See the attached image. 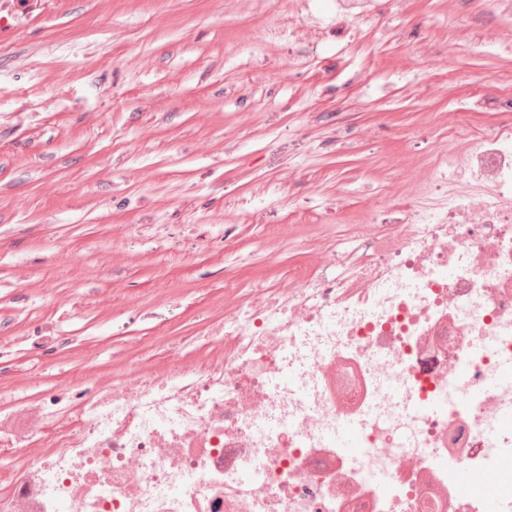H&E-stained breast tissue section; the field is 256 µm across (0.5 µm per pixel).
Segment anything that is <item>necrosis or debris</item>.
<instances>
[{
	"label": "necrosis or debris",
	"instance_id": "necrosis-or-debris-1",
	"mask_svg": "<svg viewBox=\"0 0 512 512\" xmlns=\"http://www.w3.org/2000/svg\"><path fill=\"white\" fill-rule=\"evenodd\" d=\"M224 333L208 371L133 373L74 417L45 395L53 449L0 512H482L489 490L512 512V134L476 137L447 205L417 199L369 267L227 310ZM345 418L351 457L328 441Z\"/></svg>",
	"mask_w": 512,
	"mask_h": 512
}]
</instances>
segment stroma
<instances>
[{
    "instance_id": "obj_1",
    "label": "stroma",
    "mask_w": 512,
    "mask_h": 512,
    "mask_svg": "<svg viewBox=\"0 0 512 512\" xmlns=\"http://www.w3.org/2000/svg\"><path fill=\"white\" fill-rule=\"evenodd\" d=\"M493 126L512 0H0V426L208 368L225 306L369 264Z\"/></svg>"
}]
</instances>
